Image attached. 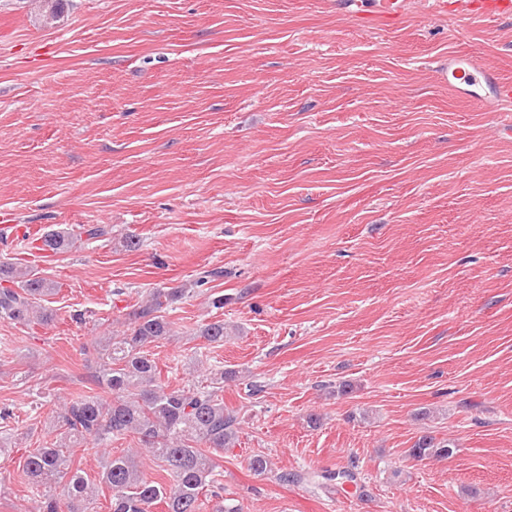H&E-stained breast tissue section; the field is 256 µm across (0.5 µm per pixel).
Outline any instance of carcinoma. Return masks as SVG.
I'll use <instances>...</instances> for the list:
<instances>
[{"label": "carcinoma", "instance_id": "carcinoma-1", "mask_svg": "<svg viewBox=\"0 0 512 512\" xmlns=\"http://www.w3.org/2000/svg\"><path fill=\"white\" fill-rule=\"evenodd\" d=\"M73 237L70 231L51 229L41 236L43 251L60 253ZM0 279L17 284L0 288V319L16 323L46 324L51 314L35 309L37 297L52 292V283L31 270L0 261ZM187 289L158 288L144 304L128 314L126 330L107 336L84 349L93 368L89 383L112 394L106 404L96 393L63 403L54 415L57 441L27 455L23 471L39 497L38 512H62L60 501L49 488L57 479L69 476L67 512H92L93 490L82 471L73 469V449L135 436L149 456L170 477L160 484L148 479L140 462L125 454L104 460L100 482L112 489L110 512H151L164 503L167 512H201L202 497L218 502L215 512H241L224 504V486L219 481L214 456L236 441V417L224 409V376L219 372L212 386L171 387L159 382L160 371L147 346L171 336L165 310ZM230 335L224 321L216 320L200 329L210 345H222ZM454 444L423 434L409 448L415 458H446Z\"/></svg>", "mask_w": 512, "mask_h": 512}]
</instances>
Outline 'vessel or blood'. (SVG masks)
I'll list each match as a JSON object with an SVG mask.
<instances>
[{
	"mask_svg": "<svg viewBox=\"0 0 512 512\" xmlns=\"http://www.w3.org/2000/svg\"><path fill=\"white\" fill-rule=\"evenodd\" d=\"M455 6L469 16H512V0H456ZM448 85L484 105L512 104V85L499 81L488 67L471 56L449 55Z\"/></svg>",
	"mask_w": 512,
	"mask_h": 512,
	"instance_id": "vessel-or-blood-1",
	"label": "vessel or blood"
}]
</instances>
